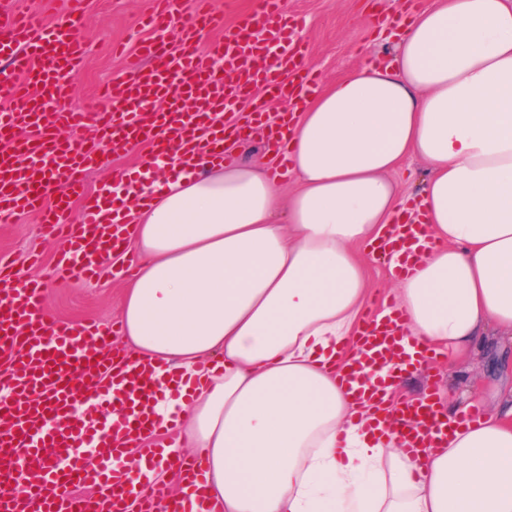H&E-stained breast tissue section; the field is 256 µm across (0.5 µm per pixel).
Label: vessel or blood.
Wrapping results in <instances>:
<instances>
[{
	"instance_id": "1",
	"label": "vessel or blood",
	"mask_w": 512,
	"mask_h": 512,
	"mask_svg": "<svg viewBox=\"0 0 512 512\" xmlns=\"http://www.w3.org/2000/svg\"><path fill=\"white\" fill-rule=\"evenodd\" d=\"M258 12L225 23L211 0H154L146 26L162 28L176 12L185 19L171 41H146L127 75L108 84L106 108L73 107V85L87 56L78 36L84 0H43L51 20L16 10L0 12V219L39 213L48 234L67 244L59 256V278L89 279L103 254L116 250L128 231L119 208L108 207V187L85 192L83 174L98 157L85 139L100 132L121 156L143 141L153 151L177 152L186 171L197 169L196 155L224 154L215 118L229 101L249 96L252 122L266 111L263 86L297 106L319 84L313 72H299L302 48L283 0H260ZM191 98L193 111L182 107ZM166 112H158L159 100ZM65 125L73 136L59 140ZM80 198L83 218L71 217ZM423 227L401 225L397 245L406 256L422 248ZM45 292L24 280L0 257V512H128L133 484L115 468L131 439L143 438L142 456L159 464L165 454L149 410L159 382L144 363L125 362L115 352L111 327L96 321L59 320L44 309ZM399 320L368 321L358 357L340 385L359 399L381 401L382 387L361 382L363 370L380 372L405 355ZM438 388L417 400L384 411L381 423L403 428L407 452L434 447L447 425L439 415ZM91 448L94 464L81 456ZM40 481L28 497L12 488L26 474ZM169 496L152 484L138 499L139 512H156Z\"/></svg>"
}]
</instances>
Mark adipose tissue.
<instances>
[{"label":"adipose tissue","instance_id":"ef3b65f1","mask_svg":"<svg viewBox=\"0 0 512 512\" xmlns=\"http://www.w3.org/2000/svg\"><path fill=\"white\" fill-rule=\"evenodd\" d=\"M386 62L314 91L269 169L165 160L117 194L141 262L123 288L130 355L169 365L154 418L202 451L214 512H512V400L412 457L336 383L370 291L359 245L425 224L384 297L457 361L512 333V0H431ZM426 170L410 208L391 174Z\"/></svg>","mask_w":512,"mask_h":512}]
</instances>
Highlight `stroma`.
I'll use <instances>...</instances> for the list:
<instances>
[{
	"mask_svg": "<svg viewBox=\"0 0 512 512\" xmlns=\"http://www.w3.org/2000/svg\"><path fill=\"white\" fill-rule=\"evenodd\" d=\"M396 0H284L288 14L301 16L304 24L296 37L305 48L304 66L314 68L322 85L335 84L350 71L383 58L380 26L374 25L367 6L386 17ZM151 0H88L79 35L89 47L84 68L76 83L73 104H97L112 79L125 75L126 60L141 41L156 38L155 30L141 24ZM150 145L126 156H114L109 145L100 144L99 164L87 172L85 184L95 190L114 174L140 167ZM64 244L45 237L35 215L0 222V254L13 263L19 277L40 280L46 290L45 309L57 319H95L102 324L119 320L121 279L109 271L95 279L60 282L55 266ZM437 381L453 393V402L466 407L471 397L481 399L482 411H490L512 397V335L487 330L469 354L455 365L438 358L399 380L400 392L419 396L428 382Z\"/></svg>",
	"mask_w": 512,
	"mask_h": 512,
	"instance_id": "obj_1",
	"label": "stroma"
}]
</instances>
